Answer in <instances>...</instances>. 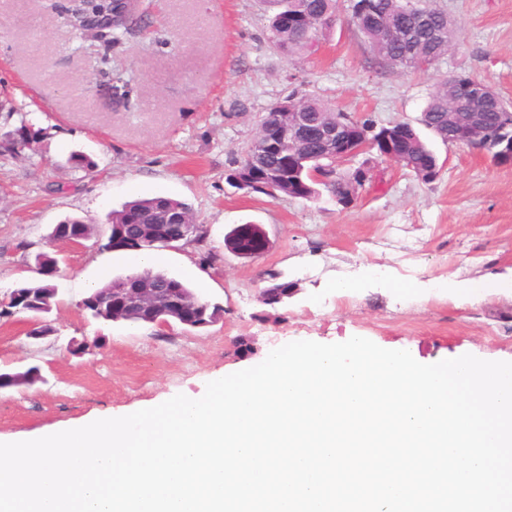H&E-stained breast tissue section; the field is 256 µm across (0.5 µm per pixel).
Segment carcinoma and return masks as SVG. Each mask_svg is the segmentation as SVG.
Returning <instances> with one entry per match:
<instances>
[{
	"label": "carcinoma",
	"instance_id": "1",
	"mask_svg": "<svg viewBox=\"0 0 512 512\" xmlns=\"http://www.w3.org/2000/svg\"><path fill=\"white\" fill-rule=\"evenodd\" d=\"M272 11L268 29L270 41L283 52L288 59L304 58L317 51L320 40L328 30L325 19L336 14L338 0H265ZM140 4L132 5L126 0H69L64 6L72 27L96 28L99 39L110 46L120 42L129 33L132 26L140 20L138 16ZM351 18H359L355 24L357 30L365 37L373 55L381 64L393 67L396 60L410 51L411 46L401 41L397 35L404 33L412 24L413 15L423 11L431 15L434 26L442 31L439 40H425L418 48L421 57L429 63L439 60L448 52L453 39V28L448 16L436 9L421 7L414 0H350ZM467 82L469 76L452 75L444 78L435 88L424 108L420 122L445 132L448 128V85L455 81ZM288 105L281 108L275 104L269 111H283L282 123H288L287 111L304 112L308 115L309 128L315 132L327 125H333L342 118L329 103L316 98H297L290 95L284 98ZM511 113L512 105L504 101L498 94H493L492 103L483 110V118L491 127L501 122V117ZM406 129L412 137L411 153L405 167L410 171L426 168L437 159L434 150L423 137L420 130L411 124ZM40 135V131L22 127L17 130V137L5 143V149L15 152ZM279 173V178L265 181L256 177L263 170ZM312 170L321 171L323 181L310 178ZM230 173L245 182V187L259 193L270 191L286 197L312 200L328 193L336 199V203L345 200L352 189L354 171H341L336 168L334 159L326 156L320 142L315 136L295 145L284 142L277 151H265L261 140V132L248 144L244 156L237 167ZM175 211L184 223H194L191 207L182 201L155 196L137 199L125 203L121 209L112 212L111 224L125 227L129 224H142L150 215H160ZM120 283H144L149 287L161 288L178 297L193 301L199 311L198 324L206 327L216 322L224 309L205 300L186 282L172 277L163 271L146 268L140 272L119 276L98 290L85 297L82 301L84 309L90 316L103 322L108 321L104 297V288H114ZM15 291L21 297L0 310V317H11L26 313L38 318V323L31 333L49 336L55 332L45 315L56 305L57 289L52 280L39 276L25 280L16 285ZM38 378V368L31 367L24 372L0 374V389L19 385H30Z\"/></svg>",
	"mask_w": 512,
	"mask_h": 512
}]
</instances>
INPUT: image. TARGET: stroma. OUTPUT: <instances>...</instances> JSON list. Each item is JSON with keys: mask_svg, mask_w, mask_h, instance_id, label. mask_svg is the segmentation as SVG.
<instances>
[{"mask_svg": "<svg viewBox=\"0 0 512 512\" xmlns=\"http://www.w3.org/2000/svg\"><path fill=\"white\" fill-rule=\"evenodd\" d=\"M60 2L0 0V141L24 125L41 133L30 149H0V299L33 277L36 253L59 260L54 335L34 344L27 316L0 318V372L41 374L0 389V437L198 398L215 375L299 340L360 336L421 363L512 362V291L500 286L512 277V166L437 141L445 166L425 184L374 156L346 209L326 194L269 196L226 180L263 113L293 91L378 124L417 122L436 84L460 72L512 101V0H427L455 38L432 66L407 70L379 66L344 9L316 55L291 61L268 40L262 0H144L142 21L109 49L72 31ZM105 56L129 84L117 104L97 92ZM75 154L91 167H75ZM153 196L191 205L220 257L205 267L194 246L160 252L161 270L223 307L210 326L106 324L79 306L88 282L133 271L128 251L105 246L111 212ZM72 218L94 237L52 243V227ZM243 224L260 227L264 251L226 248ZM269 271L294 283L285 303H262Z\"/></svg>", "mask_w": 512, "mask_h": 512, "instance_id": "35a3bbf8", "label": "stroma"}]
</instances>
